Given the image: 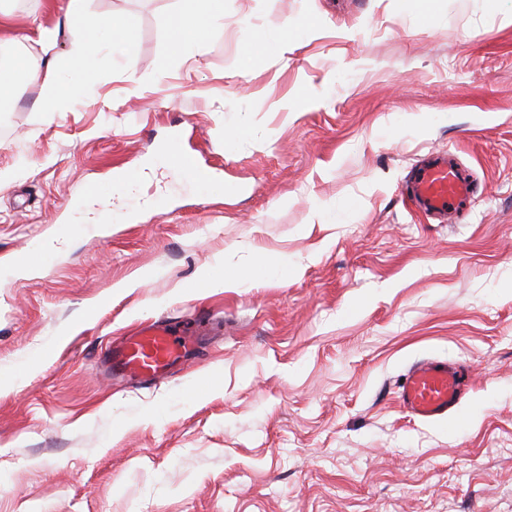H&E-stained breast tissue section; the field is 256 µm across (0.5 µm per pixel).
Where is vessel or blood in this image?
<instances>
[{
    "label": "vessel or blood",
    "instance_id": "b4317fda",
    "mask_svg": "<svg viewBox=\"0 0 512 512\" xmlns=\"http://www.w3.org/2000/svg\"><path fill=\"white\" fill-rule=\"evenodd\" d=\"M167 150L181 176L196 185L211 181L210 171L182 150L178 140L169 141ZM471 193L467 175L444 156L421 165L408 187L409 199L426 214L464 211L471 201ZM199 333V328L171 322L141 325L113 345L112 369L131 379L166 375L183 364L194 336ZM465 385V375L456 366L423 359L410 368L398 399L411 417L426 422L441 421L457 411Z\"/></svg>",
    "mask_w": 512,
    "mask_h": 512
}]
</instances>
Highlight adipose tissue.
I'll use <instances>...</instances> for the list:
<instances>
[{
  "label": "adipose tissue",
  "mask_w": 512,
  "mask_h": 512,
  "mask_svg": "<svg viewBox=\"0 0 512 512\" xmlns=\"http://www.w3.org/2000/svg\"><path fill=\"white\" fill-rule=\"evenodd\" d=\"M90 0H68L64 29L74 46L73 71L67 80H59L49 53L55 46L57 34L42 32L36 44L27 46L25 57L19 61V69L28 80L43 85L40 109L51 113L64 94H81L87 91L97 77V57L100 45L96 31L111 32L120 39L126 34L119 20L111 15L99 17L96 29H89L86 17ZM224 25V0H187L185 8L174 21V44L177 52L186 53L193 42L206 37Z\"/></svg>",
  "instance_id": "obj_1"
}]
</instances>
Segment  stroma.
<instances>
[{"instance_id": "1", "label": "stroma", "mask_w": 512, "mask_h": 512, "mask_svg": "<svg viewBox=\"0 0 512 512\" xmlns=\"http://www.w3.org/2000/svg\"><path fill=\"white\" fill-rule=\"evenodd\" d=\"M66 3L0 9L35 40ZM182 6L90 0L134 67L104 48L52 116L33 82L0 114V376L26 375L0 512H512V0H224L188 57ZM175 135L209 185L159 164L74 213ZM432 155L472 182L462 216L405 195ZM264 258L287 273L196 286ZM203 313L188 366L106 374L139 322ZM426 357L468 372L459 432L399 404ZM223 269V263L221 262L216 267H208L199 272L197 280L206 285L209 288H229L239 283L245 274L239 271L228 270L224 266V278L219 274V271Z\"/></svg>"}]
</instances>
